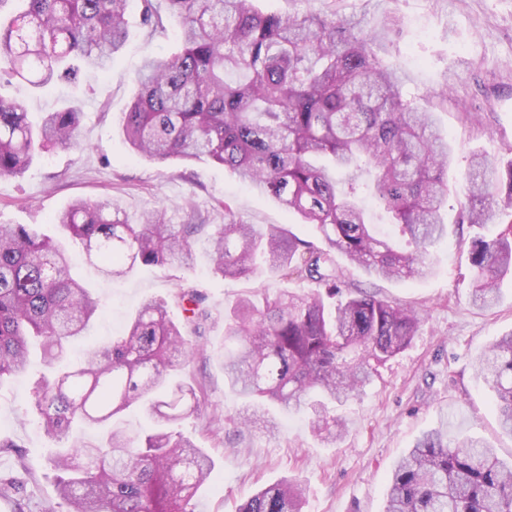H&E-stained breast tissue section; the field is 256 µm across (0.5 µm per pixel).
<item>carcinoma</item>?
Listing matches in <instances>:
<instances>
[{"instance_id":"1","label":"carcinoma","mask_w":512,"mask_h":512,"mask_svg":"<svg viewBox=\"0 0 512 512\" xmlns=\"http://www.w3.org/2000/svg\"><path fill=\"white\" fill-rule=\"evenodd\" d=\"M0 21V77L36 87L79 70L108 71L127 37L132 0H23ZM148 37L176 29L177 51L149 57L117 127L132 151L150 161L210 160L260 195L312 225L318 241L271 224L259 229L224 204V223L189 205L175 224L163 207L131 224L117 201H77L55 219L87 258L111 278L137 265L194 262V244L209 247L213 272L251 275L257 262L308 292L286 290L264 303L246 296L224 315L219 357L224 377L252 412L234 422L250 428L265 405L305 411L313 434L334 445L346 421L336 405L360 394L378 367L405 349L424 313L358 288L341 296L344 257L385 279H423L433 272L429 248L448 236V166L452 154L433 117L409 95L383 54L398 19L367 30L354 14L315 10L264 12L255 0H140ZM82 112H47L38 125L0 99V178L24 175L38 152L79 145ZM372 176L368 183L355 173ZM461 223L498 227L477 234L469 253L472 302L498 299L512 276V160L471 156ZM373 194L390 218L383 235L359 204ZM175 298L186 323L212 314L190 285ZM103 308L72 277L70 255L30 224H0V381L27 371L31 346L43 361H61ZM199 348L148 300L123 335L81 364L41 376L31 403L57 452V493L67 512H195L199 487L214 469L209 454L177 426L205 414V389L165 376L187 367ZM495 393L502 428L512 434V332L477 358ZM143 408L156 429L140 439L116 425ZM96 426L97 442L72 435ZM17 475L0 476V502L22 512ZM305 488L294 478L264 487L236 512H302ZM385 512H512V463L483 440L448 441L439 427L422 435L392 471Z\"/></svg>"}]
</instances>
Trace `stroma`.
I'll list each match as a JSON object with an SVG mask.
<instances>
[{
	"label": "stroma",
	"instance_id": "1",
	"mask_svg": "<svg viewBox=\"0 0 512 512\" xmlns=\"http://www.w3.org/2000/svg\"><path fill=\"white\" fill-rule=\"evenodd\" d=\"M310 6L364 16L372 27L385 16L399 18L385 59L404 72L406 90L434 112L455 150L448 170V237L431 248L434 272L420 280L375 279L345 267L349 284L425 310L427 316L411 344L380 367L359 397L340 406L347 432L336 445L314 436L304 414L274 406L269 409L277 424L272 434L253 428L215 436L208 432L207 418L181 423V431L214 461L211 480L196 496L204 512H236L251 494L288 477L306 488L304 512H384L396 463L424 432L443 424L449 436L486 439L500 458H512V437L502 433L492 394L475 370L490 342L512 331V279L502 282L494 306L472 305L468 256L473 231L458 221L466 202L462 177L471 155L512 159V0H310ZM127 18L129 39L111 71L38 89L0 81V98L23 103L31 115L68 106L84 114L79 148L53 149L38 155L23 177L0 179V224H34L54 237L58 229L52 219L72 201L109 195L133 224L156 205L166 206L174 222H181L192 202L208 210L215 224L223 223L229 206L256 227L283 224L300 238H314L311 225L222 166L209 161L158 164L131 153L115 126L133 95V78L144 57L171 54L175 40L148 38L138 6L130 7ZM444 88L449 91L445 97L440 94ZM73 275L105 305L104 315L93 322V345L120 334L145 300L169 301L170 316L178 322L182 313L173 304L178 284L203 291L212 319L202 326L196 338L200 352L180 378L203 385L211 411L227 419L236 417L245 402L225 384L217 354L225 311L255 291L273 296L285 287L300 288L264 270L248 279L218 276L201 248L190 269L177 262L162 269L139 266L124 278L111 279L82 257ZM43 369L35 363L29 374L0 385V439L19 447L18 454L0 455V475L23 468L24 512H45L58 501L52 443L28 405Z\"/></svg>",
	"mask_w": 512,
	"mask_h": 512
}]
</instances>
